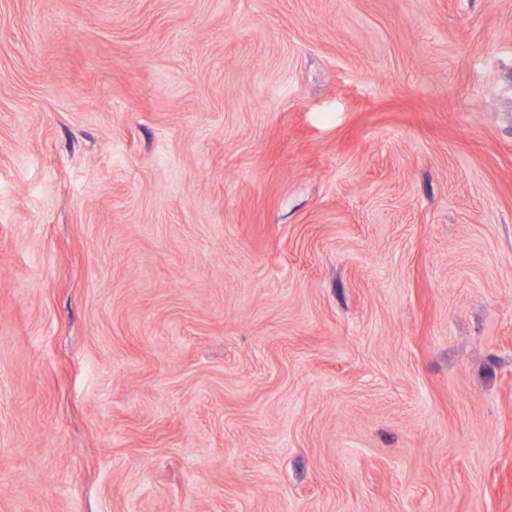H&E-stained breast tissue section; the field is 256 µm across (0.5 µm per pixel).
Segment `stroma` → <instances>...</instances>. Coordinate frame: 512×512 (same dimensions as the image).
<instances>
[{"label":"stroma","instance_id":"stroma-1","mask_svg":"<svg viewBox=\"0 0 512 512\" xmlns=\"http://www.w3.org/2000/svg\"><path fill=\"white\" fill-rule=\"evenodd\" d=\"M0 512H512V0H0Z\"/></svg>","mask_w":512,"mask_h":512}]
</instances>
